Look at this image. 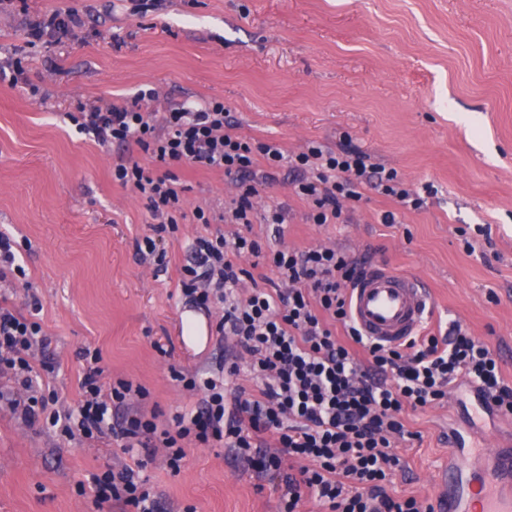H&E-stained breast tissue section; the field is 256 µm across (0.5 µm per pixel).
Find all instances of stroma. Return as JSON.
<instances>
[{"instance_id": "1", "label": "stroma", "mask_w": 512, "mask_h": 512, "mask_svg": "<svg viewBox=\"0 0 512 512\" xmlns=\"http://www.w3.org/2000/svg\"><path fill=\"white\" fill-rule=\"evenodd\" d=\"M0 0V61L20 63L17 84L0 83V232L14 242L26 283L0 288L13 311L50 338L33 366L48 362L63 407H76L86 362L98 350L102 381L146 388L137 408L158 423L196 405L173 371L218 377L231 364L247 385L246 357L233 341L181 339V315L217 323L221 306L182 296L177 270L200 234L242 233L274 248L335 247L349 256L428 281V329L460 322L485 339L512 383V0ZM52 9L78 15L60 41L32 43L30 25ZM149 112L219 98L237 131L289 153L343 141L372 163L433 193L418 210L366 190L343 224L316 225L279 171L260 191L250 226L224 223L236 193L220 171L170 165L185 190L183 219L162 246L159 274L137 243L156 219L146 201L112 181L114 165L148 155L99 146L65 120L133 100ZM288 212L283 229L264 223L267 206ZM209 225L195 223L196 208ZM398 224H382L383 211ZM223 376V375H222ZM468 384L448 402L409 419L398 440L405 463L391 490L434 503L448 467L451 429L470 437ZM112 440L66 441L26 424L0 404V512H133L94 504L90 474L131 464ZM171 512H280L278 478L256 475L219 444L185 446L179 472L162 450L145 470Z\"/></svg>"}]
</instances>
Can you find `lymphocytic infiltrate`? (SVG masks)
Wrapping results in <instances>:
<instances>
[{"instance_id":"1","label":"lymphocytic infiltrate","mask_w":512,"mask_h":512,"mask_svg":"<svg viewBox=\"0 0 512 512\" xmlns=\"http://www.w3.org/2000/svg\"><path fill=\"white\" fill-rule=\"evenodd\" d=\"M68 120L101 144L135 147L158 165L157 174L136 162L116 165L112 178L146 199L157 218L154 236L138 245L166 271L167 255L157 237L177 229L182 189L166 167L188 162L223 171L237 193L224 211L228 224L252 222L254 200L270 172L293 173L294 193L309 208L313 224L344 223L345 204L359 201L364 187L377 189L403 206L420 209L424 197L408 188L395 170L377 166L366 153L332 151L309 144L297 153L235 133L223 100L142 111L138 102L112 104L97 112H71ZM178 285L196 305H222L219 334L233 337L250 360L253 387L225 391L210 377H183L185 389L202 391L198 404L161 428L131 408L143 388L121 380L103 388L99 366H87L83 396L74 409H56L55 391L40 386L30 362L33 346L48 337L39 323L13 312L0 296V374L19 380L22 393L7 404L23 422L46 419L61 436L110 438L121 442L133 465L91 474L95 502L118 501L134 512H163L159 495L144 476L143 449L163 448L178 468L185 441L219 443L259 476L280 473L284 458L303 461L299 475H286L282 512H300L304 497L327 512H422L415 497L389 493L403 463L395 444L410 437L407 419L448 399L456 382L476 387L490 409L512 415V385L491 346L462 324L416 336L397 346L365 339L352 323L347 291L363 274V262L341 250L317 246L263 250L240 233L196 236ZM262 258L269 274L247 298L239 289L247 269L238 257Z\"/></svg>"}]
</instances>
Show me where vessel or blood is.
I'll list each match as a JSON object with an SVG mask.
<instances>
[{
	"instance_id": "obj_1",
	"label": "vessel or blood",
	"mask_w": 512,
	"mask_h": 512,
	"mask_svg": "<svg viewBox=\"0 0 512 512\" xmlns=\"http://www.w3.org/2000/svg\"><path fill=\"white\" fill-rule=\"evenodd\" d=\"M350 316L366 339L397 345L416 336L431 312L419 278L376 265L348 290ZM448 470L438 475L437 496L448 512H512V446L491 453L481 446L451 448Z\"/></svg>"
}]
</instances>
